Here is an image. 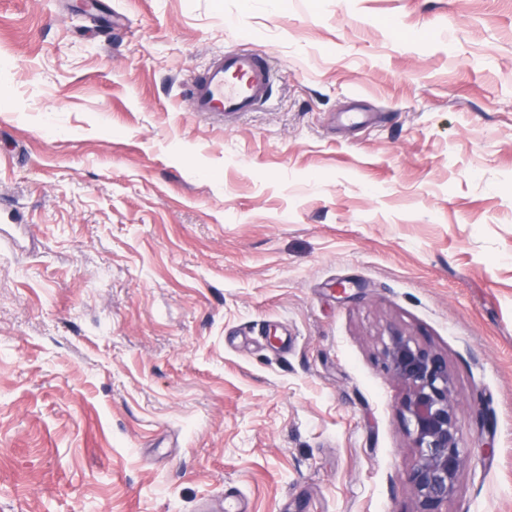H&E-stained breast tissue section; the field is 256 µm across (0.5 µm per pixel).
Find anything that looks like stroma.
<instances>
[{"instance_id": "1", "label": "stroma", "mask_w": 512, "mask_h": 512, "mask_svg": "<svg viewBox=\"0 0 512 512\" xmlns=\"http://www.w3.org/2000/svg\"><path fill=\"white\" fill-rule=\"evenodd\" d=\"M84 2L0 0V512H415L393 328L512 512V0ZM268 58L253 50L218 54L205 71L186 82L193 112L234 118L265 103L274 83Z\"/></svg>"}]
</instances>
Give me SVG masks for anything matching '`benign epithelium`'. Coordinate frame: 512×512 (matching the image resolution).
I'll list each match as a JSON object with an SVG mask.
<instances>
[{"mask_svg": "<svg viewBox=\"0 0 512 512\" xmlns=\"http://www.w3.org/2000/svg\"><path fill=\"white\" fill-rule=\"evenodd\" d=\"M388 372L407 389L404 421L417 451L407 481L415 512H445L457 477L468 461L461 446L462 422L452 399L447 361L412 337L393 332L384 345Z\"/></svg>", "mask_w": 512, "mask_h": 512, "instance_id": "obj_1", "label": "benign epithelium"}]
</instances>
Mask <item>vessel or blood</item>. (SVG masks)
<instances>
[{
  "label": "vessel or blood",
  "mask_w": 512,
  "mask_h": 512,
  "mask_svg": "<svg viewBox=\"0 0 512 512\" xmlns=\"http://www.w3.org/2000/svg\"><path fill=\"white\" fill-rule=\"evenodd\" d=\"M274 70L268 58L253 50L219 54L201 75L186 83L193 111L233 118L256 110L271 94Z\"/></svg>",
  "instance_id": "b4317fda"
}]
</instances>
